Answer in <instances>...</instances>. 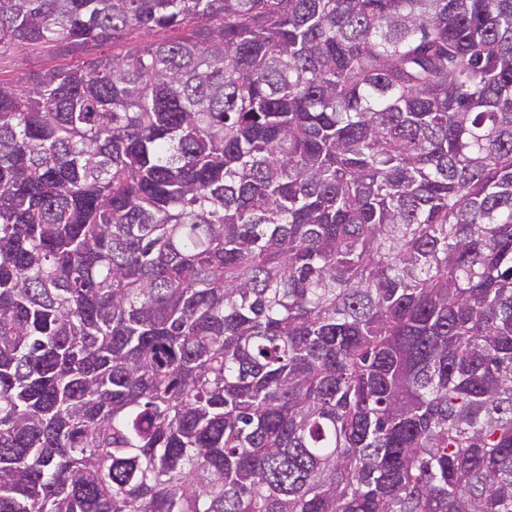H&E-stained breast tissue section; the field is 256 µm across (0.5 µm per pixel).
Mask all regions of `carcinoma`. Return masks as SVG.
<instances>
[{
    "mask_svg": "<svg viewBox=\"0 0 512 512\" xmlns=\"http://www.w3.org/2000/svg\"><path fill=\"white\" fill-rule=\"evenodd\" d=\"M0 512H512V0H0ZM183 34L182 29H160L150 34L132 30L124 41L108 42L99 45L95 42L88 47L43 44L23 49H3L0 51V79L20 84L32 72H40L52 67H79L82 62L105 54L126 52L144 40H175Z\"/></svg>",
    "mask_w": 512,
    "mask_h": 512,
    "instance_id": "obj_1",
    "label": "carcinoma"
}]
</instances>
